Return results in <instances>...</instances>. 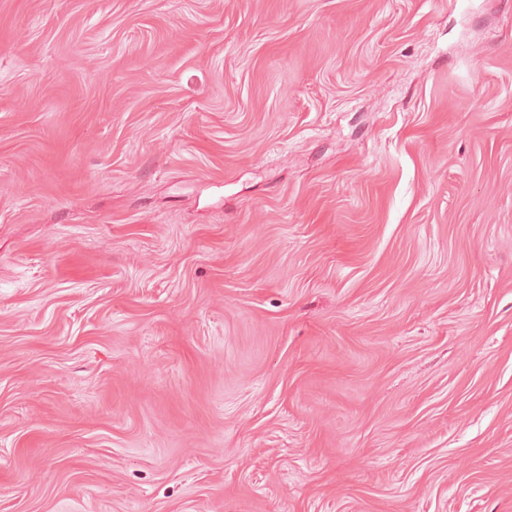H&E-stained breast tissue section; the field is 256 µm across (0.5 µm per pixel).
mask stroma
<instances>
[{"label":"stroma","instance_id":"1","mask_svg":"<svg viewBox=\"0 0 512 512\" xmlns=\"http://www.w3.org/2000/svg\"><path fill=\"white\" fill-rule=\"evenodd\" d=\"M0 512H512V0H0Z\"/></svg>","mask_w":512,"mask_h":512}]
</instances>
